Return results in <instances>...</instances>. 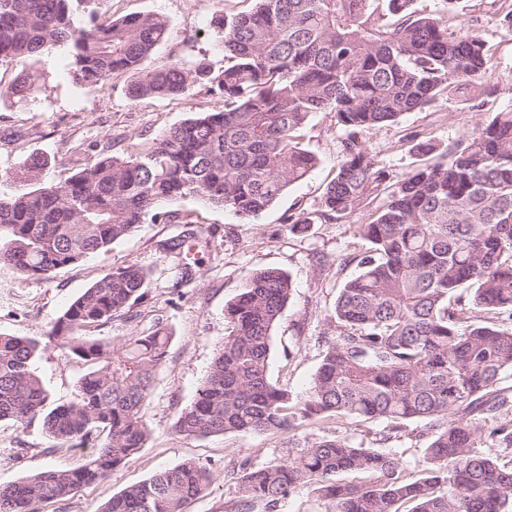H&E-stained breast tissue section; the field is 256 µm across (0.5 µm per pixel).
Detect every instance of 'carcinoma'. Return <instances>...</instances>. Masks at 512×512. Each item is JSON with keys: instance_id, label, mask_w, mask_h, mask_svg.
<instances>
[{"instance_id": "1", "label": "carcinoma", "mask_w": 512, "mask_h": 512, "mask_svg": "<svg viewBox=\"0 0 512 512\" xmlns=\"http://www.w3.org/2000/svg\"><path fill=\"white\" fill-rule=\"evenodd\" d=\"M96 2L0 0V66L62 50L79 84L131 73L133 99L184 96L202 84L224 108L193 113L141 150H97L62 183L46 180L40 156L1 175L31 189L0 194V266L45 279L150 219L191 225L162 246L182 249L186 279L208 229L162 205L192 197L250 223L316 167L297 131L312 114L333 112L342 162L317 209L286 221L305 232L366 210L357 229L371 250L339 289L312 386L297 398L269 378L293 284L265 267L226 304L224 340L175 431L275 433L335 416L375 429L374 447L327 433L293 442L283 461L240 464L238 512H278L299 486L325 500L326 512H398L399 503L414 504L411 512H512V392L499 387L512 372V107L462 139L406 134L418 163L405 173L390 172L369 144L374 129L487 78L483 30L453 23L459 0H441L439 11L415 0H252L251 10L214 20L227 59L218 73L172 55L154 63L167 18L107 21ZM492 4L488 21L511 33L512 0ZM37 82L28 72L0 96L25 102ZM148 280L137 266L109 272L58 317L49 341L91 369L74 399L52 409L35 371L41 341L0 335V422L23 431L39 423L60 444L107 432L84 467L1 485L0 512L65 502L147 445L144 410L170 332L157 322L127 343L87 331L132 320ZM407 431L426 442L414 480L389 447ZM211 482L209 467L186 460L112 495L100 512H188Z\"/></svg>"}]
</instances>
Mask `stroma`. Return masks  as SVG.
Wrapping results in <instances>:
<instances>
[{
	"label": "stroma",
	"instance_id": "1",
	"mask_svg": "<svg viewBox=\"0 0 512 512\" xmlns=\"http://www.w3.org/2000/svg\"><path fill=\"white\" fill-rule=\"evenodd\" d=\"M462 4L465 19L485 22L483 30L492 53L488 79L500 89L495 106H512V35L487 24L491 0H462ZM251 6V0H102L100 4L104 15L112 17L143 12L165 15L169 37L157 49L156 61L172 54L188 60L203 58L217 71L224 68V53L213 25L215 17H229ZM27 67L39 76L33 96L24 103L0 97V173L39 154L50 162L47 179L58 183L77 166L72 150L78 144L97 143L122 154L147 147L190 113L224 105L203 85L180 97L134 100L127 93L132 80L128 74L110 77L98 86H80L70 77V61L62 54L34 58ZM479 95V88L468 86L461 97L439 100L430 111L412 112L397 123L378 127L370 142L379 160L397 173L411 169L416 157L404 136L412 130L431 133L442 142L464 138L484 117L473 108ZM298 135L301 146L317 156L316 169L290 186L252 223H241L232 213L194 198L167 203V210L191 214L209 231V245L190 283L179 281L178 252L161 249L162 243L183 231L180 223L141 224L108 250L55 271L45 280L24 281L0 268V333L45 341L35 368L52 404L74 398L89 366L48 342L50 329L84 289L113 269L135 265L150 270L151 276L147 297L137 308L138 318L113 321L101 328V336L125 340L141 335L157 321L172 336L145 410L152 429L148 444L105 480L76 490L65 507L48 503L42 512H98L127 486L187 459L212 471L210 488L190 505L189 512H237V484L230 473L234 463L246 460L259 467L283 459L289 436L314 434V427L305 423L291 434L240 432L200 437L174 429L177 414L195 400L224 337L225 304L242 291L248 274L263 267L281 268L293 282L292 297L273 332L270 376L298 396L306 395L312 385L324 346L325 317L339 288L357 273L356 261L368 248L356 229L367 215L360 212L331 224H314L302 234L291 231L287 216L317 207L341 161L332 113L315 114ZM102 441L96 434L82 443L58 446L40 426L22 432L10 422H0V484L48 469L81 468Z\"/></svg>",
	"mask_w": 512,
	"mask_h": 512
}]
</instances>
